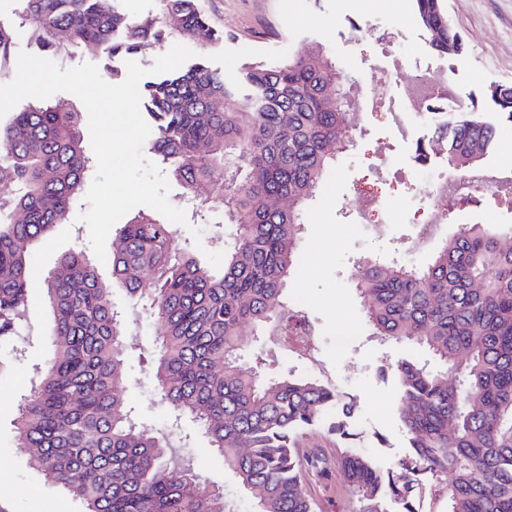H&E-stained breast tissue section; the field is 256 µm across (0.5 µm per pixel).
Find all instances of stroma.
Returning <instances> with one entry per match:
<instances>
[{
	"label": "stroma",
	"instance_id": "1",
	"mask_svg": "<svg viewBox=\"0 0 512 512\" xmlns=\"http://www.w3.org/2000/svg\"><path fill=\"white\" fill-rule=\"evenodd\" d=\"M211 23L223 30L225 40L212 45L206 39L192 42V51H205L212 67L226 78L239 77L254 60L276 64L288 56L321 48L344 64L358 86H365L372 69L383 71L390 83L391 100L377 110L361 111L365 135L355 142L339 169L330 171L313 201L307 205L300 240V263L286 290L288 302L312 323L317 341L314 360L290 353L277 336L244 339L245 360L263 358L268 374L285 371L298 377L315 376L340 394L355 400L356 428L363 432L379 465L390 469L408 455L407 440L394 411L397 397L392 370L404 349L371 336L352 283L353 263L364 255L397 258L416 266L429 261L433 242L418 241L427 212L418 205L426 182L416 171L410 140L402 138L389 119L393 101L407 98L419 74H447L463 102L479 96L490 84L512 86V0H445L448 19L468 42V52L445 59L432 51L413 53L424 46L425 32L413 19L412 0H200ZM399 31V42H378V28ZM375 188L381 193L385 224L357 220L356 195ZM498 213L501 223L512 225V200L492 194L480 206L454 207L448 213L443 235L462 224L480 222L485 212ZM90 249L87 225L77 219L58 225L51 240L40 247L33 279L51 269L74 246ZM101 278L109 285L114 307L125 316L127 380L125 395L144 425H170L167 410L155 395L154 369L148 362L154 329L145 304H131L124 288L113 284L108 268ZM355 326L344 349L336 347L339 325ZM53 316L40 289H31L14 335L0 338V512H81L79 501L47 481L29 464V452L18 447L14 422L22 395L29 387L32 367L51 356ZM172 439L173 457L191 464L211 486L223 489L232 512H254L250 497L235 475L194 423L182 420ZM305 458L325 456V470L303 472L315 512H355L340 470L335 436L322 430L300 436ZM447 475L416 476L409 500L416 512H448Z\"/></svg>",
	"mask_w": 512,
	"mask_h": 512
}]
</instances>
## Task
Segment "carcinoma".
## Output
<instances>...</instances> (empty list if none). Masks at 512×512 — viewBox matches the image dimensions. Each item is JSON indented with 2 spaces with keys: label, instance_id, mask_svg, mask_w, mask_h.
<instances>
[{
  "label": "carcinoma",
  "instance_id": "obj_1",
  "mask_svg": "<svg viewBox=\"0 0 512 512\" xmlns=\"http://www.w3.org/2000/svg\"><path fill=\"white\" fill-rule=\"evenodd\" d=\"M20 19L0 23V72L20 33L42 50L68 45L96 59L200 36L224 40L199 0H161L138 22L101 0H17ZM431 51H468L448 23L444 0H413ZM353 81L315 49L277 65L249 64L239 80L202 60L147 81L141 102L147 150L168 166L203 208L224 211L233 246L215 269L175 244L176 230L138 214L120 225L106 258L130 300L148 302L155 325L158 401L174 421L195 422L209 447L251 496L255 512H314L302 486L299 435L323 428L341 441L337 466L357 512H390L385 497L409 505L410 477L447 473L448 512H512V247L499 224H462L424 266L365 256L354 289L372 335L427 353L442 369L403 358L394 376L396 413L410 454L384 471L356 455V405L316 378L264 375L240 354L242 328L291 336L305 317L288 307L305 210L325 174L351 146L358 115ZM448 114L442 161L479 169L497 125L512 123V87L490 85ZM224 171V180L213 178ZM94 164L79 113L65 99L30 106L0 124V183L18 192L0 203V336L15 326L39 246L68 221ZM54 318L53 352L19 410L16 438L33 467L79 499L83 512H231L223 493L188 464L170 465L173 430L151 432L124 396L125 324L99 264L81 250L42 277Z\"/></svg>",
  "mask_w": 512,
  "mask_h": 512
}]
</instances>
